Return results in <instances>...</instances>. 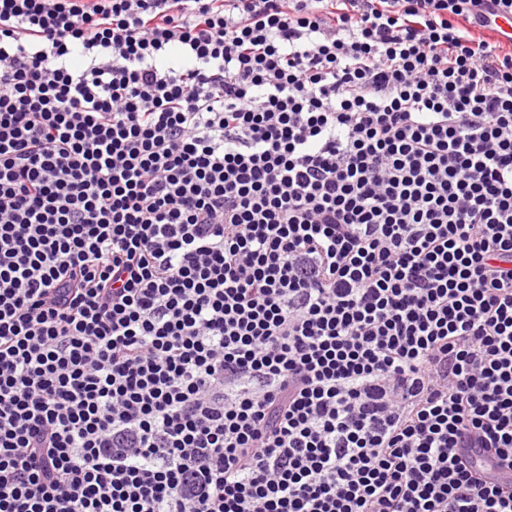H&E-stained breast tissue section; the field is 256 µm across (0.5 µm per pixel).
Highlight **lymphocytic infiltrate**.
Masks as SVG:
<instances>
[{"mask_svg":"<svg viewBox=\"0 0 512 512\" xmlns=\"http://www.w3.org/2000/svg\"><path fill=\"white\" fill-rule=\"evenodd\" d=\"M512 0H0V512H512Z\"/></svg>","mask_w":512,"mask_h":512,"instance_id":"obj_1","label":"lymphocytic infiltrate"}]
</instances>
